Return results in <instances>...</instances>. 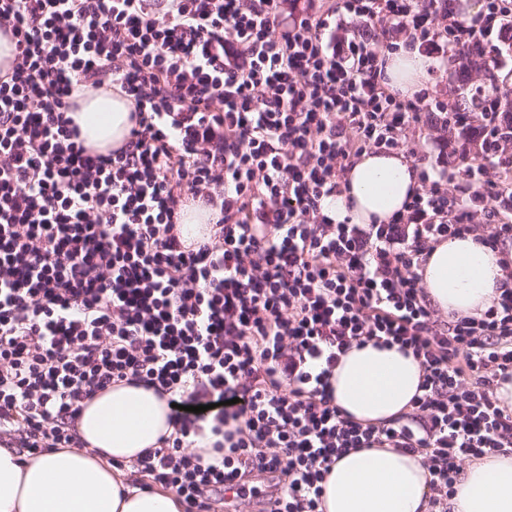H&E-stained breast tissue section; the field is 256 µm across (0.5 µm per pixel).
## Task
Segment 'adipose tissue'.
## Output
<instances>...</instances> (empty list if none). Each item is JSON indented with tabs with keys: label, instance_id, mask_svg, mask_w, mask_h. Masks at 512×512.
Listing matches in <instances>:
<instances>
[{
	"label": "adipose tissue",
	"instance_id": "adipose-tissue-1",
	"mask_svg": "<svg viewBox=\"0 0 512 512\" xmlns=\"http://www.w3.org/2000/svg\"><path fill=\"white\" fill-rule=\"evenodd\" d=\"M429 61L412 47L386 58L391 89L411 98L426 85ZM71 117L88 149L124 145L132 104L118 90L74 91ZM421 188L410 158L374 150L355 158L341 193L326 208L356 224H385ZM418 273L429 303L444 313L486 310L512 273V246L491 248L471 233L430 245ZM423 371L413 355L373 343L352 346L331 377L334 404L355 421L383 425L411 409ZM168 397L113 384L87 400L75 421L82 442L36 456L0 447V512H182L174 492L132 486L119 463L157 447L174 430ZM429 474L419 455L391 448L349 452L323 482V512H426ZM453 512H512V453L468 463L456 484Z\"/></svg>",
	"mask_w": 512,
	"mask_h": 512
}]
</instances>
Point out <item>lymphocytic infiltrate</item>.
<instances>
[{
	"label": "lymphocytic infiltrate",
	"mask_w": 512,
	"mask_h": 512,
	"mask_svg": "<svg viewBox=\"0 0 512 512\" xmlns=\"http://www.w3.org/2000/svg\"><path fill=\"white\" fill-rule=\"evenodd\" d=\"M284 3L0 0L14 44L0 69V444L79 445L84 401L124 381L183 407L127 469L184 512H225L255 477L277 487L261 512H321L331 465L363 448L421 456L430 512H451L462 462L512 451L496 395L512 380V285L480 315L442 320L417 269L430 243L475 232L478 211L486 244L512 241L494 176L512 166V129L475 89L481 161L446 194L400 131L432 110L464 130L467 113L393 93L383 43L336 33L385 23L490 55L512 0H485L459 27L435 0ZM78 86L132 100L122 147L80 141ZM368 149L407 154L426 185L387 224L324 209ZM197 198L219 217L188 246L177 225ZM371 340L423 370L410 411L380 426L344 415L329 389L341 355ZM209 404L207 420L195 408Z\"/></svg>",
	"instance_id": "f902f5d3"
}]
</instances>
